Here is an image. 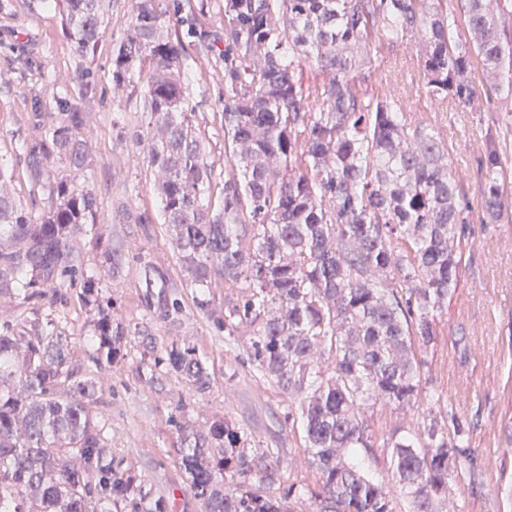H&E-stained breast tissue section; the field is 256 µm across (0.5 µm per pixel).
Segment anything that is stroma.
Returning <instances> with one entry per match:
<instances>
[{
    "label": "stroma",
    "instance_id": "35a3bbf8",
    "mask_svg": "<svg viewBox=\"0 0 512 512\" xmlns=\"http://www.w3.org/2000/svg\"><path fill=\"white\" fill-rule=\"evenodd\" d=\"M186 2L156 0L155 5L165 34L181 38L191 58L193 125L213 166L211 197L218 208L229 168L220 123L224 49L197 53L198 39L183 10ZM137 3L107 0L103 34L94 52L84 54L67 39L54 0H0V159L11 171L9 190L35 218L52 199L50 182L65 181L76 195L95 192L100 233L122 255L118 271L105 272L94 236L82 237L77 250L85 280L71 288L47 289L44 298L26 303L0 296V323L18 330L35 320L48 321L54 332L69 336L76 346L74 365L102 385L97 407L105 414L107 452L126 459L146 489L166 500L168 512H201L174 454L177 422L205 430L214 417H227L251 432L274 459L292 461V481L314 484L315 471L301 431L288 420L287 393L256 375L241 343L225 339L223 330L199 313L200 291L186 287L170 231L157 221V174L133 141L143 122L140 92L133 87L117 91L112 84V47L135 22ZM371 51L374 80L388 84L411 117L425 120L444 138L448 163L472 213L461 227V280L447 307L435 315L439 336L426 355L427 396L410 414L375 405L370 424L380 436L394 426L422 421L432 405L457 414L476 450L479 472L459 475L452 486L454 504L459 512H512V218L485 223L480 206V162L488 143L499 149L512 193V96L493 92L475 109L439 110L426 94L406 43H376ZM87 71L93 74L88 89L81 82ZM70 105L90 114L88 164L77 171L68 157L52 156L44 166V181L34 183L23 146L51 136ZM35 111L43 112L42 124L32 120ZM123 205L154 217L149 235L119 220ZM175 301L180 311L171 324L163 315ZM103 309L127 326L148 329L158 344L195 349L209 365L212 391L198 394L186 380L162 371L146 378L139 367L144 351L139 335L122 346V359H107L95 328Z\"/></svg>",
    "mask_w": 512,
    "mask_h": 512
}]
</instances>
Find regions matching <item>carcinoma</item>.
Listing matches in <instances>:
<instances>
[{
	"mask_svg": "<svg viewBox=\"0 0 512 512\" xmlns=\"http://www.w3.org/2000/svg\"><path fill=\"white\" fill-rule=\"evenodd\" d=\"M472 43L454 40L448 0H224L225 151L234 167L223 208L211 211L212 171L195 132L180 41L163 33L155 0H139L135 23L112 50V82L141 87L146 126L135 134L160 176L163 223L187 286L224 282V310L206 295L199 311L233 340L248 364L288 392L314 486L288 483L281 462L242 426L215 419L200 431L177 423L179 466L202 512H440L459 472H475L463 421L430 412L377 444L366 412L378 403L409 411L421 398L435 313L460 281L458 226L470 203L448 151L423 121L370 81V43L414 40L428 95L471 107L485 92L475 64L512 91V37L500 19L512 0H459ZM66 36L82 52L102 35L103 0H59ZM313 67L319 79L300 81ZM88 113L70 108L52 138L26 147L35 162L63 151L84 168L87 142L72 136ZM481 206L497 223L505 178L495 145L480 167ZM38 219L0 191V292L30 301L42 288L83 275L74 242L93 230L94 193L61 183ZM150 232L147 212L123 210ZM101 266L119 265L97 236ZM99 348L117 360L132 331L102 315ZM68 337L39 321L0 331V512H167L124 460L103 449L93 411L98 382L72 364ZM174 372L205 394L206 362L164 346L144 363ZM387 449L395 484L370 479L362 457Z\"/></svg>",
	"mask_w": 512,
	"mask_h": 512,
	"instance_id": "cac0c4a2",
	"label": "carcinoma"
}]
</instances>
